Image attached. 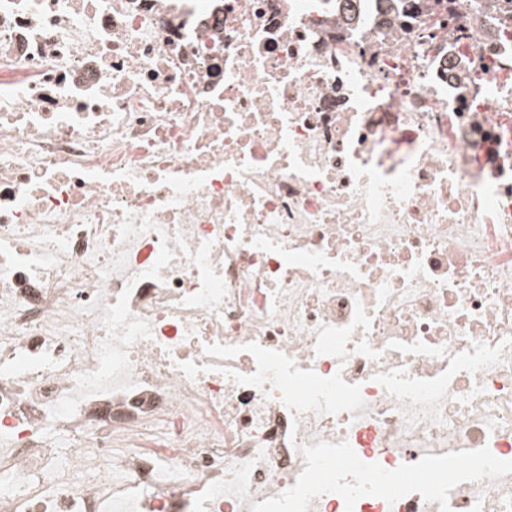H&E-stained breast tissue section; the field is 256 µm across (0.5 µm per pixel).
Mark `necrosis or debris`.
<instances>
[{
	"instance_id": "4bbe7bcc",
	"label": "necrosis or debris",
	"mask_w": 512,
	"mask_h": 512,
	"mask_svg": "<svg viewBox=\"0 0 512 512\" xmlns=\"http://www.w3.org/2000/svg\"><path fill=\"white\" fill-rule=\"evenodd\" d=\"M379 505L512 512V0H0V512Z\"/></svg>"
}]
</instances>
